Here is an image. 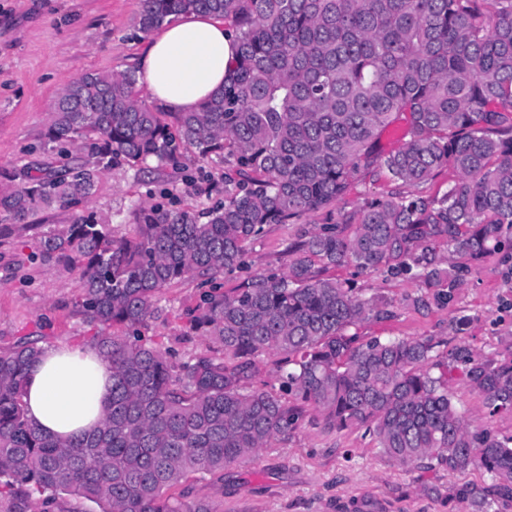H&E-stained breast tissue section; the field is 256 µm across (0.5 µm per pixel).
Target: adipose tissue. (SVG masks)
<instances>
[{
    "mask_svg": "<svg viewBox=\"0 0 512 512\" xmlns=\"http://www.w3.org/2000/svg\"><path fill=\"white\" fill-rule=\"evenodd\" d=\"M237 43L222 17L193 14L150 40L140 68L155 101L192 112L222 88ZM27 415L45 434L76 436L96 427L112 392V373L90 345L44 350L24 382Z\"/></svg>",
    "mask_w": 512,
    "mask_h": 512,
    "instance_id": "adipose-tissue-1",
    "label": "adipose tissue"
}]
</instances>
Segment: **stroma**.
Listing matches in <instances>:
<instances>
[{
  "label": "stroma",
  "mask_w": 512,
  "mask_h": 512,
  "mask_svg": "<svg viewBox=\"0 0 512 512\" xmlns=\"http://www.w3.org/2000/svg\"><path fill=\"white\" fill-rule=\"evenodd\" d=\"M141 0H0V190L12 188L11 173L54 163L42 137L57 95L87 72L138 70L150 41L141 32ZM222 158L198 163L185 151L181 168H142L115 159L103 172L92 200L31 216L34 224H69L81 215L110 225L117 238L134 237L141 208L158 203L203 212L224 198ZM385 174L358 173L331 211L270 224L246 248L244 270L224 275L232 291L249 275L287 270L293 247L323 224L356 214L374 198L398 192ZM31 248L0 239V351L23 336L44 346L90 343L95 330L79 314V283L55 265L31 260ZM354 288L378 308L355 326L357 335L430 338L439 355L459 346L492 358L512 347V254L496 253L472 264L455 289L384 266L357 270L349 264L319 269ZM198 279L165 286L155 314L141 334L173 364L208 353L209 340L188 330L187 317L200 302ZM452 399L470 431L512 436V415L489 417L483 398L461 370H453ZM478 489L487 510L468 496ZM174 495L204 497L223 512H512V495L481 468L451 472L425 460L403 467L380 452L364 429L327 428L322 413L307 407L288 436L273 439L254 457L225 467L223 477L192 476Z\"/></svg>",
  "instance_id": "35a3bbf8"
}]
</instances>
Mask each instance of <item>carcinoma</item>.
<instances>
[{
  "instance_id": "cac0c4a2",
  "label": "carcinoma",
  "mask_w": 512,
  "mask_h": 512,
  "mask_svg": "<svg viewBox=\"0 0 512 512\" xmlns=\"http://www.w3.org/2000/svg\"><path fill=\"white\" fill-rule=\"evenodd\" d=\"M211 13L235 28L224 88L174 124L146 105L136 72L86 73L54 101L44 137L60 158L0 193V238L37 225L29 216L91 201L116 157L181 166L224 157V200L197 214L163 205L139 212L133 238L80 216L38 234L42 261L77 277L92 344L112 369V397L96 430L44 434L27 416L24 380L43 353L24 337L0 351V512H66L65 497L95 512H219L169 490L216 474L295 429L303 406L325 426L363 427L402 465L428 459L450 471L478 466L512 492V436L473 433L452 402L451 367L437 343L366 341L348 328L373 311L314 266L351 263L460 284L442 244L479 262L512 248V0H141L148 33L172 15ZM403 114L402 144L381 154L380 134ZM87 156H72L78 141ZM457 180L438 199L420 188L441 168ZM409 189L324 224L288 272L249 276L233 294L217 279L244 267L245 247L268 224L332 206L361 171ZM210 285L189 329L211 353L177 366L142 339L156 294L184 278ZM125 328L122 333L113 327ZM284 355L282 389L244 390L251 356ZM464 374L489 414L512 411V350L482 359L460 350Z\"/></svg>"
}]
</instances>
